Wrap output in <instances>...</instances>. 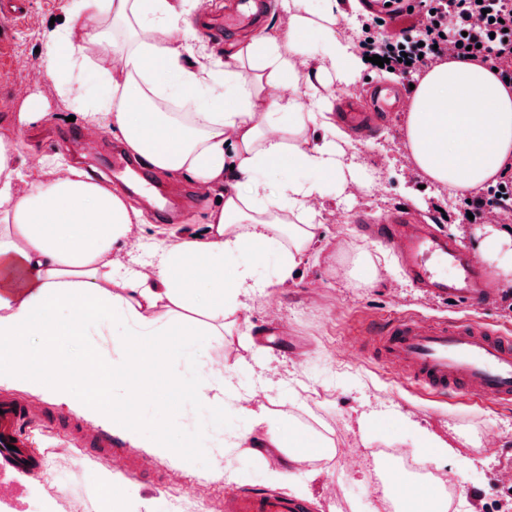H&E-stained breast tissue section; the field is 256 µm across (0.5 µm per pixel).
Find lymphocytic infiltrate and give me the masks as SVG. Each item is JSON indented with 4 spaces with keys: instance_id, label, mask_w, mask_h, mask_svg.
<instances>
[{
    "instance_id": "obj_1",
    "label": "lymphocytic infiltrate",
    "mask_w": 512,
    "mask_h": 512,
    "mask_svg": "<svg viewBox=\"0 0 512 512\" xmlns=\"http://www.w3.org/2000/svg\"><path fill=\"white\" fill-rule=\"evenodd\" d=\"M434 22L418 35L400 32L360 41L361 55L386 57L396 77L414 83L448 58L473 61L512 79V0H424Z\"/></svg>"
}]
</instances>
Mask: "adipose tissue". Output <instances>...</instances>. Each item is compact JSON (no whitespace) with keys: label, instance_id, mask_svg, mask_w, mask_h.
I'll use <instances>...</instances> for the list:
<instances>
[{"label":"adipose tissue","instance_id":"adipose-tissue-1","mask_svg":"<svg viewBox=\"0 0 512 512\" xmlns=\"http://www.w3.org/2000/svg\"><path fill=\"white\" fill-rule=\"evenodd\" d=\"M200 0H72L66 25L42 40L39 72L84 113L89 128L115 133L152 171L194 179L218 193L221 206L202 234L160 243L148 267L120 260L141 213L126 196L56 157H38L54 176L32 180L18 147L0 140V385L19 386L97 421L132 447L177 457L170 422L182 421L187 397L214 413L203 441L224 475V414L245 404L250 429L236 447L254 455L280 449L274 479L305 492L296 473L334 442L242 394L221 373L199 376L191 359L201 338L234 331L256 292L291 285L322 239L316 201L330 187L365 189L363 163L346 159L328 115L322 73L349 84L360 71L356 50L336 36L340 0L313 9L309 0H281L288 39L265 36L235 43L224 58L200 45L190 20ZM129 37L119 64L106 72V93L82 80L94 46L112 51L106 19ZM316 36L318 64L299 52ZM309 105L301 107L297 94ZM179 100L184 112H155L147 99ZM414 165L449 194L485 186L512 165V86L487 67L451 59L415 87L406 116ZM284 169L270 184L272 168ZM501 285L512 287V234L492 229L479 244ZM271 263L272 274L258 268ZM116 328L117 356L95 338ZM188 358L170 374V354ZM165 406L168 418L146 428L142 400ZM387 494L402 512H448L435 485L396 482Z\"/></svg>","mask_w":512,"mask_h":512}]
</instances>
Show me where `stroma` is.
Returning <instances> with one entry per match:
<instances>
[{
    "label": "stroma",
    "instance_id": "stroma-1",
    "mask_svg": "<svg viewBox=\"0 0 512 512\" xmlns=\"http://www.w3.org/2000/svg\"><path fill=\"white\" fill-rule=\"evenodd\" d=\"M69 4L70 0H27L22 17L0 13V45L6 48L0 56V137L17 141L37 181L49 178L48 171L34 166L43 154L61 155L98 177L111 174L105 159L115 136L89 132L83 117H72L55 84L36 74L40 35L49 30L51 18L67 16ZM258 33L285 36L276 0H261L257 20L225 34L223 41L207 35L202 41L220 55L226 43ZM30 96L45 112L35 122L20 118ZM70 128L80 135L78 146L58 145L56 134ZM344 149L357 153L371 168L372 188L323 199L320 251L302 267L292 288L256 295L240 318L237 335L202 340L196 368L205 375L233 366L231 380L238 387L257 389L260 400L271 408L336 441L337 457L313 460L299 474L309 487L305 501L310 512H375L384 498L382 485L375 481L384 466L381 451L410 450L412 422L452 448L448 456L434 461L416 459L422 471L451 478L452 512H506L512 508V484L503 480L504 474L512 473V403L433 397L401 379L394 367L369 358L358 338L363 328L394 313L427 321L463 315L512 333V311L503 309L501 287H494L492 302L479 310L435 301L406 277L395 249L366 234L361 224L365 218L380 222L402 206L436 231L457 237L471 251L476 238L463 232L459 222L463 199L448 195L415 167L406 146L404 113H394L374 137L348 136ZM130 202L143 213L142 223L133 227V254L142 261L150 260L158 242L204 233L218 206L216 195L208 193L197 206L182 209L178 223L160 224L138 196H131ZM361 252L370 255L379 272L378 282L369 287L346 274L352 257ZM262 329L275 331L281 344L260 341ZM14 394L40 417L27 432L32 448L43 458V472L38 477L0 472V512H109L94 484L103 470L124 480L127 492L120 512H221L226 500L246 490L289 492L266 478L281 465V455L273 448L260 458L227 449L224 478L208 479L209 451L192 447L191 441L210 429L211 417L195 400H187L188 416L172 430L175 443L184 448L183 459L159 457L125 443L106 464L84 455L76 438L52 430L54 419L73 418V411L20 388ZM363 415L374 421L369 442L359 429ZM133 458L142 464L143 473L129 478L125 469Z\"/></svg>",
    "mask_w": 512,
    "mask_h": 512
}]
</instances>
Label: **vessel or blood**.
Instances as JSON below:
<instances>
[{
    "label": "vessel or blood",
    "instance_id": "obj_1",
    "mask_svg": "<svg viewBox=\"0 0 512 512\" xmlns=\"http://www.w3.org/2000/svg\"><path fill=\"white\" fill-rule=\"evenodd\" d=\"M251 0H242L239 10L209 18L205 30L215 36L250 23ZM398 103L386 87H371L365 103L345 102L337 117L348 129L374 134L387 113ZM114 173L135 179L140 191L153 188L139 161L113 149ZM396 238L399 260L411 281L429 294L462 309L475 308L488 298L489 285L469 253L449 236L437 233L406 210L394 209L381 228ZM381 360L395 367L408 382L435 395H473L496 403L512 401V337L475 320L423 321L396 314L387 318L378 333ZM30 420L25 403L0 395V459L13 469L39 470L41 457L32 452L24 428ZM82 447L94 457L109 461L119 443L110 436L86 433L73 421H63ZM227 512H309L306 502L274 493H245L226 506Z\"/></svg>",
    "mask_w": 512,
    "mask_h": 512
}]
</instances>
